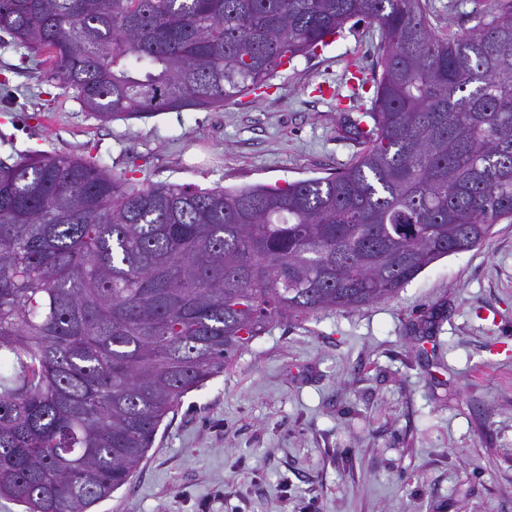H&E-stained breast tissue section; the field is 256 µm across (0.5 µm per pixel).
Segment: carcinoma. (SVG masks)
Returning a JSON list of instances; mask_svg holds the SVG:
<instances>
[{
	"mask_svg": "<svg viewBox=\"0 0 512 512\" xmlns=\"http://www.w3.org/2000/svg\"><path fill=\"white\" fill-rule=\"evenodd\" d=\"M429 0H0L102 122L208 111L351 21L381 31L355 162L285 187L0 160V498L94 512L188 392L277 321L388 298L512 220V0L442 38ZM366 127H360L361 123Z\"/></svg>",
	"mask_w": 512,
	"mask_h": 512,
	"instance_id": "obj_1",
	"label": "carcinoma"
}]
</instances>
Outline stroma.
Here are the masks:
<instances>
[{
    "instance_id": "stroma-1",
    "label": "stroma",
    "mask_w": 512,
    "mask_h": 512,
    "mask_svg": "<svg viewBox=\"0 0 512 512\" xmlns=\"http://www.w3.org/2000/svg\"><path fill=\"white\" fill-rule=\"evenodd\" d=\"M439 36L489 0H431ZM377 26L347 24L215 111L102 122L0 32V158L76 154L154 182L241 188L326 177L362 150ZM96 512H512V223L393 297L273 323L187 393Z\"/></svg>"
}]
</instances>
